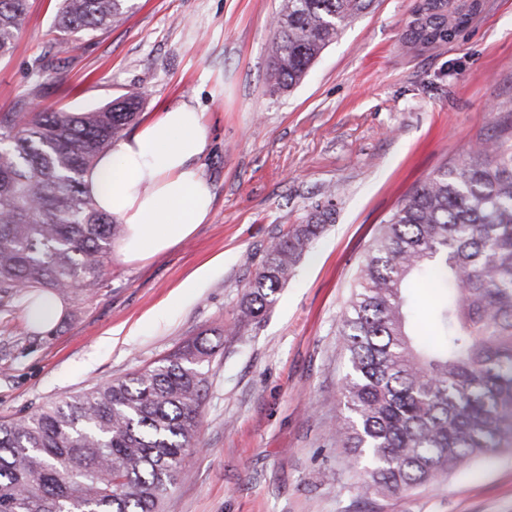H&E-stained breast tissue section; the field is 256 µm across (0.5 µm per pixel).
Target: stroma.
<instances>
[{"label": "stroma", "mask_w": 512, "mask_h": 512, "mask_svg": "<svg viewBox=\"0 0 512 512\" xmlns=\"http://www.w3.org/2000/svg\"><path fill=\"white\" fill-rule=\"evenodd\" d=\"M415 4L373 0L299 85L273 95L267 46L282 0H133L124 20L66 46L53 33L56 0H29L0 59V113L33 95L87 112L131 89L146 94L145 119L190 103L205 115L199 165L214 207L147 263L113 252L105 287L65 299L49 329L33 328L19 301L0 313V415L130 375L203 336L217 350L201 366L202 449L162 512H512L510 451L441 485L367 500L332 436L345 412L340 319L380 224L512 113V0H486L453 41L426 49L404 40ZM46 54L56 67L37 73ZM319 206L333 207L332 223L274 303L245 316L270 245ZM210 262V278L177 299Z\"/></svg>", "instance_id": "1"}]
</instances>
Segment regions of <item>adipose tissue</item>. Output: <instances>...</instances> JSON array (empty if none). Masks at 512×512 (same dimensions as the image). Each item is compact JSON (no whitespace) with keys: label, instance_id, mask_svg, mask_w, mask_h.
Masks as SVG:
<instances>
[{"label":"adipose tissue","instance_id":"obj_1","mask_svg":"<svg viewBox=\"0 0 512 512\" xmlns=\"http://www.w3.org/2000/svg\"><path fill=\"white\" fill-rule=\"evenodd\" d=\"M206 145L203 115L165 108L98 157L85 184L125 228L120 252L144 261L189 238L211 215L214 196L197 160Z\"/></svg>","mask_w":512,"mask_h":512}]
</instances>
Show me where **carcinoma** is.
<instances>
[{
    "label": "carcinoma",
    "mask_w": 512,
    "mask_h": 512,
    "mask_svg": "<svg viewBox=\"0 0 512 512\" xmlns=\"http://www.w3.org/2000/svg\"><path fill=\"white\" fill-rule=\"evenodd\" d=\"M131 0H59L57 41L119 22ZM372 0H283L269 44L270 92L292 90ZM467 0H428L446 18ZM28 0H0V58ZM129 91L88 112L0 113V306L22 295L92 296L105 286L118 224L84 175L143 108ZM466 158L440 166L380 226L341 319L349 369L336 443L365 499L442 483L480 457L512 451V113ZM322 210L274 242L249 282L243 313L275 300L330 222ZM438 291L436 336L423 339L404 290ZM215 353L198 337L128 377L20 417H0V512H158L200 450Z\"/></svg>",
    "instance_id": "obj_1"
}]
</instances>
